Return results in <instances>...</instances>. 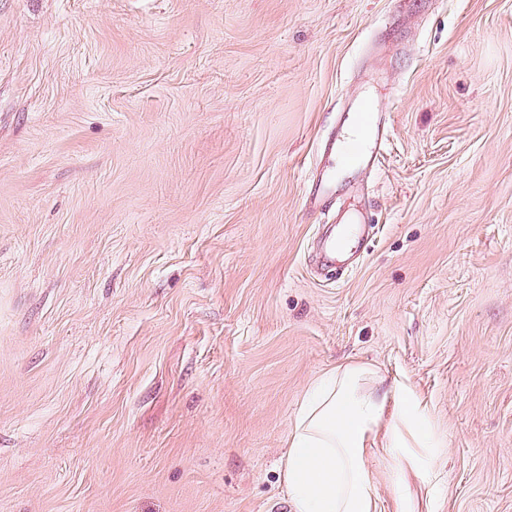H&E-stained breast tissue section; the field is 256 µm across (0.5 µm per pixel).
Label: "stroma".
I'll return each mask as SVG.
<instances>
[{
	"label": "stroma",
	"instance_id": "1",
	"mask_svg": "<svg viewBox=\"0 0 512 512\" xmlns=\"http://www.w3.org/2000/svg\"><path fill=\"white\" fill-rule=\"evenodd\" d=\"M355 103L391 140L309 205ZM347 361L443 443L373 450L380 512H512V0H0V512H292ZM340 239V238H339ZM339 239L336 241L335 238L331 239L322 249V266L328 269H335L336 273L341 271L343 274L345 271H350V265L346 263L345 248L339 244ZM393 393L397 419L385 431V448H390L395 457L406 455L407 448H422L420 456L413 459V467L419 477L429 481L431 463L438 448H442L441 443L433 435L429 417L413 390L397 385Z\"/></svg>",
	"mask_w": 512,
	"mask_h": 512
}]
</instances>
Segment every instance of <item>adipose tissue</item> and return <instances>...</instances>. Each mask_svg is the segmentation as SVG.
Here are the masks:
<instances>
[{
  "label": "adipose tissue",
  "mask_w": 512,
  "mask_h": 512,
  "mask_svg": "<svg viewBox=\"0 0 512 512\" xmlns=\"http://www.w3.org/2000/svg\"><path fill=\"white\" fill-rule=\"evenodd\" d=\"M373 364L348 361L326 370L307 387L287 435L281 474L293 512H380L368 471L369 451L384 436L393 456L420 449L415 473L429 479L441 443L416 394L405 385L385 392ZM397 419L386 424L388 400Z\"/></svg>",
  "instance_id": "1"
}]
</instances>
